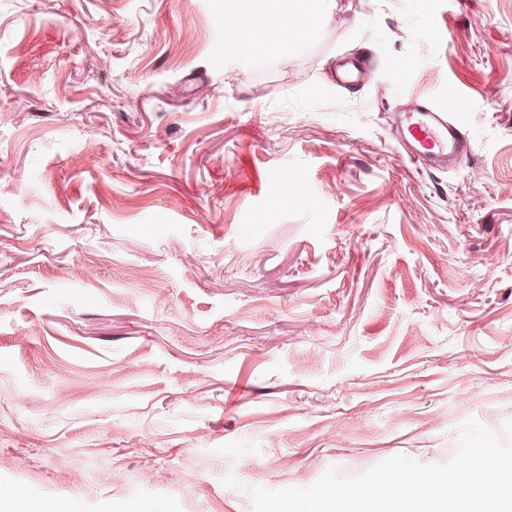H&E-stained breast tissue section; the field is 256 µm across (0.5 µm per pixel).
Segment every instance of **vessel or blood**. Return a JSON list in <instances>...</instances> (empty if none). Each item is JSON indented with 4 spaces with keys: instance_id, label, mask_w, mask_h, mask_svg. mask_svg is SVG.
<instances>
[{
    "instance_id": "1",
    "label": "vessel or blood",
    "mask_w": 512,
    "mask_h": 512,
    "mask_svg": "<svg viewBox=\"0 0 512 512\" xmlns=\"http://www.w3.org/2000/svg\"><path fill=\"white\" fill-rule=\"evenodd\" d=\"M396 137L406 153L431 168H447L469 153V135L454 119V110L432 100L412 101L393 115Z\"/></svg>"
}]
</instances>
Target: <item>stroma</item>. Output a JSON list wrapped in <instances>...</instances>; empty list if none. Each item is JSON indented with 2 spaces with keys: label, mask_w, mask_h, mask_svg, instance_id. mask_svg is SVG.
I'll use <instances>...</instances> for the list:
<instances>
[{
  "label": "stroma",
  "mask_w": 512,
  "mask_h": 512,
  "mask_svg": "<svg viewBox=\"0 0 512 512\" xmlns=\"http://www.w3.org/2000/svg\"><path fill=\"white\" fill-rule=\"evenodd\" d=\"M337 3L242 55L226 0H0V485L253 512L512 420V0ZM421 97L459 166L402 155ZM455 109L430 99L414 100L394 112L396 137L406 153L429 168L447 169L469 153V135L454 119Z\"/></svg>",
  "instance_id": "1"
}]
</instances>
